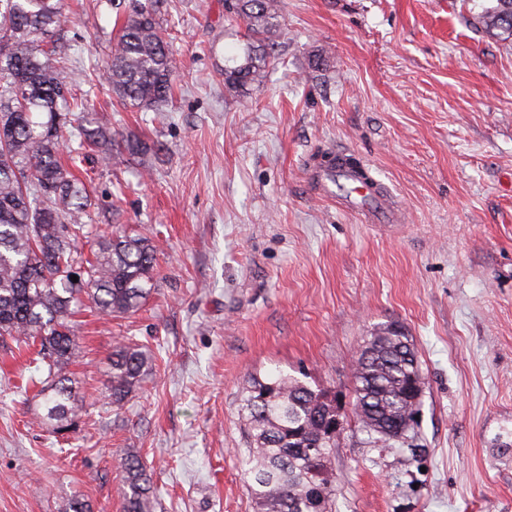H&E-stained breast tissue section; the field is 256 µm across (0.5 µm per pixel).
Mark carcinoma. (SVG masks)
Segmentation results:
<instances>
[{"instance_id": "1", "label": "carcinoma", "mask_w": 512, "mask_h": 512, "mask_svg": "<svg viewBox=\"0 0 512 512\" xmlns=\"http://www.w3.org/2000/svg\"><path fill=\"white\" fill-rule=\"evenodd\" d=\"M165 0H129L110 54L100 69L125 108L161 112L171 95L177 62L165 35ZM231 14L249 31L243 59L224 66V87L237 95L265 77L280 35L274 0H228ZM484 31L512 40V0L483 9ZM66 22L64 0H0V340L20 348L39 345L36 369L43 399L41 422L56 433L72 430L83 405L66 367L80 354L73 317L89 301L100 314L123 317L154 291L157 258L149 237L96 233L83 218L86 185L61 161L63 131L76 125L80 142L105 156L155 151L136 136H116L75 102L67 53L58 45ZM82 112L74 114V107ZM95 247L85 258L79 244ZM77 280H72V276ZM148 357L136 344L118 342L109 361V398L120 409L143 381ZM420 373L409 336L379 327L353 368L351 415L371 442L383 448L416 436L410 423L421 402L405 395ZM246 438L244 477L257 512H336L332 458L336 399L282 372L254 378L241 400ZM123 512H151L146 466L134 455L120 459Z\"/></svg>"}]
</instances>
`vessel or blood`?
Returning <instances> with one entry per match:
<instances>
[{
  "instance_id": "obj_1",
  "label": "vessel or blood",
  "mask_w": 512,
  "mask_h": 512,
  "mask_svg": "<svg viewBox=\"0 0 512 512\" xmlns=\"http://www.w3.org/2000/svg\"><path fill=\"white\" fill-rule=\"evenodd\" d=\"M310 178L322 195H336L342 205L373 213L383 208L384 199L375 179L355 177L345 165H315Z\"/></svg>"
}]
</instances>
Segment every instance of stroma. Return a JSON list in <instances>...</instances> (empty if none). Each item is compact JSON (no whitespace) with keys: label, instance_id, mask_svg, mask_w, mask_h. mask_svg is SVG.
<instances>
[{"label":"stroma","instance_id":"stroma-1","mask_svg":"<svg viewBox=\"0 0 512 512\" xmlns=\"http://www.w3.org/2000/svg\"><path fill=\"white\" fill-rule=\"evenodd\" d=\"M490 0H276L265 80L224 88L245 25L224 0H170L178 62L164 111L120 106L96 70L108 0H65L71 83L100 122L160 143L102 158L65 140L90 184L87 223L148 235L159 266L135 313L77 314L68 370L87 399L58 436L37 414L27 356L0 341V512H122L121 457L137 455L152 512H255L238 408L252 376L292 374L351 399L366 336L402 325L423 396L416 442L336 443V512H512V43L478 24ZM363 159L397 222L343 210L306 175L311 157ZM151 360L122 410L102 403L115 340Z\"/></svg>","mask_w":512,"mask_h":512}]
</instances>
